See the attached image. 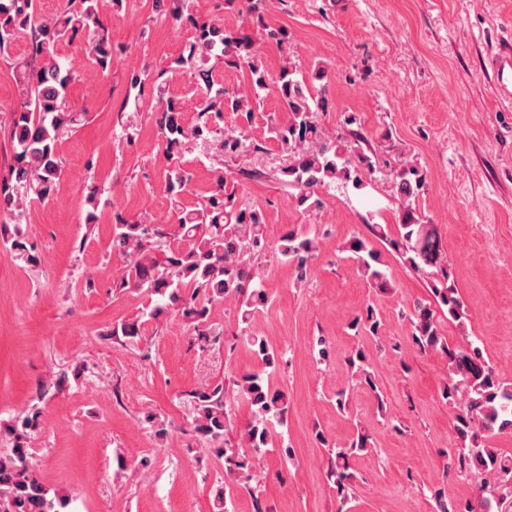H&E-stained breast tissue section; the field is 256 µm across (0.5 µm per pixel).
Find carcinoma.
<instances>
[{
	"mask_svg": "<svg viewBox=\"0 0 512 512\" xmlns=\"http://www.w3.org/2000/svg\"><path fill=\"white\" fill-rule=\"evenodd\" d=\"M155 8L175 22L186 20L194 28L181 54L173 60L177 69L189 70L200 95L197 122L184 123L180 103L159 101L157 126L164 154L173 162L166 176L164 190L172 203L186 191L191 173L179 164L182 150L189 145H205L222 154L243 148L248 141L245 130L228 133L219 122L223 112H240L251 119L261 94L272 90L288 112V121L272 128L271 134L289 154L281 174L298 189L296 203L308 209L321 207L320 191L328 188H358L362 175L372 172L374 163L368 155L359 162L349 156L336 136L319 126L316 113L324 109V99L308 92V83L326 78L325 69L303 74L295 63L285 59L279 72L268 73L259 59L251 34L240 28L228 32L209 20L189 12L187 0H154ZM73 7L59 16L40 21L34 0H0V56H9L10 47L21 35L29 36L30 55L16 63L19 70L21 98L11 112L8 124L13 150V164L0 176V244L12 250L28 264L39 257L28 249L26 209L33 202H43L60 180L63 165L57 151L61 138L74 132L86 113L67 104V90L77 78L76 69L58 55L62 42L81 38L84 53L102 73L112 71V44L107 28L96 9V0H71ZM227 66L245 67L249 72L248 93L229 96L213 76L211 61ZM213 187L197 207L177 214V227L185 246L164 252L163 258L151 257L161 246L157 228L144 224H116L112 230V253L123 260L119 287L140 290L152 297L138 315L112 327V336L134 340L142 335L144 325L165 313H178L193 326L197 339L207 345L221 342L222 327L212 321L216 304L231 302L237 306L239 322L248 323L254 311L268 303L258 259L269 245L268 228L263 213L238 206L235 185L228 183L224 171H213ZM424 186L419 171L403 167L392 184L402 201L399 237L389 241L391 248L411 267L425 271L431 278L434 301L418 302L408 317L411 340L420 354L440 353L448 363V379L441 389L442 399L456 409L455 446L448 449L447 471L457 477L493 479L495 484L512 486V457L504 456L483 442L494 431H512V385L504 383L482 350L468 336L463 343L448 346L439 327V316L448 314L463 324L465 313L458 290L449 279L448 256L440 234L433 224L423 223L414 207ZM317 249L313 237H298L291 232L280 239L279 255L293 267L299 282L307 280L311 260ZM347 250L358 261L369 283L382 292L391 288L383 271L381 254L355 237ZM350 326L365 335L378 337L380 320L373 307ZM248 344L262 370L250 372L237 381L239 394L251 408L252 419L243 428L238 443L230 445L224 436L230 415L224 400V382L205 383L188 393L193 432L206 441L214 455L224 460V479L216 481L214 501L217 512H229L228 485L251 489L259 457L271 444L275 426L288 422L285 393L269 386L282 354L270 349L264 338L248 333ZM360 383L377 398L379 411L384 402L375 383L373 363L363 349L354 350L347 359ZM69 384L64 372L52 374L39 384L38 399L60 392ZM41 408L31 406L27 413L3 424V431L14 437L15 444L0 451V508L3 512H67L69 496L47 485L30 458L29 439L40 427ZM321 445L329 450L328 477L334 479L336 493L347 501L351 474L347 461L357 452L367 450V437L330 446L322 432ZM435 512H457L444 489L433 491Z\"/></svg>",
	"mask_w": 512,
	"mask_h": 512,
	"instance_id": "carcinoma-1",
	"label": "carcinoma"
}]
</instances>
